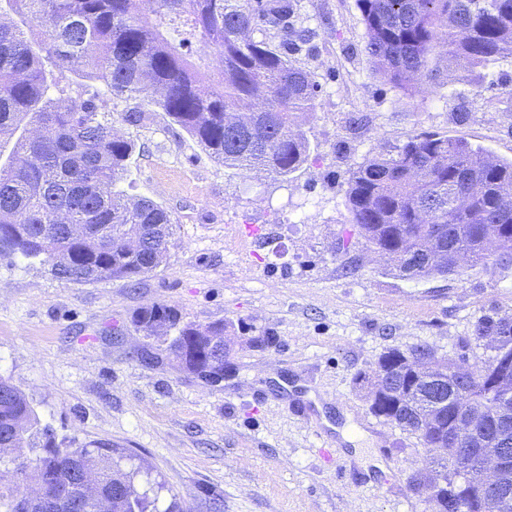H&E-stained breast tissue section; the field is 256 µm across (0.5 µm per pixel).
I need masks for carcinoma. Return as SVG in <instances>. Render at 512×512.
<instances>
[{
    "instance_id": "1",
    "label": "carcinoma",
    "mask_w": 512,
    "mask_h": 512,
    "mask_svg": "<svg viewBox=\"0 0 512 512\" xmlns=\"http://www.w3.org/2000/svg\"><path fill=\"white\" fill-rule=\"evenodd\" d=\"M21 23L0 18V135L24 134L13 157L0 166V255L37 259L56 278L87 284L105 277L134 280L163 264L174 245L175 224L157 203L116 189L136 144L115 132L112 113L88 98L54 96L53 70H83L114 99L144 94L227 168L264 172L284 180L308 161L311 146L299 118L315 108L319 84L288 57L289 46L313 32L289 28L291 0H12ZM365 52L374 74L403 89L429 90L435 67L450 60L471 68L512 57V0H356ZM280 34L275 46L269 31ZM216 52L211 72L191 56L192 43ZM138 107L120 113L128 128L142 125ZM346 196L352 223L368 249L389 255L408 280L463 274L451 254L470 265L491 252L512 258V160L466 140L416 133L402 144L351 169ZM88 224L90 234L71 237L58 216ZM445 227L442 250L430 246V225ZM137 236L140 248L122 245ZM147 338L174 332L170 354L179 369L216 382L208 337L224 324L183 322L173 309L153 304L135 319ZM476 332H497L512 346V319L481 317ZM406 352L390 349L377 364L398 363L412 373ZM493 358L454 364L461 376L416 373L409 388L376 392L367 381L369 410L402 430L418 433L417 420L444 454L416 471L436 489L427 512H482L477 485L481 466L464 484L454 472L456 452L447 427L458 416L493 424L512 404V379H493ZM434 377L446 378L440 401H431ZM0 448L25 459V482L40 480L56 491L79 493L85 468L99 471L102 495L119 490L118 512H189L176 498L159 510L156 487L138 492V471L121 468L113 449L74 447L41 424L24 392L0 377ZM39 450L36 458L27 452ZM20 492L0 487V509L18 512Z\"/></svg>"
}]
</instances>
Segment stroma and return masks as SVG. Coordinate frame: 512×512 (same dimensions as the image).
<instances>
[{
  "mask_svg": "<svg viewBox=\"0 0 512 512\" xmlns=\"http://www.w3.org/2000/svg\"><path fill=\"white\" fill-rule=\"evenodd\" d=\"M313 31L292 61L320 85L304 128L311 155L283 180L225 168L171 118L145 109L118 190L164 207L176 243L137 284L86 285L0 256V376L41 422L79 444L101 442L162 482L161 504L190 512H426L410 477L421 439L372 414L360 374L391 348L427 343L474 364L494 351L481 316L512 318V263L407 280L365 249L351 222L347 171L414 133L512 158V58L472 70L452 62L429 91L374 77L356 0H296ZM363 117L361 128L349 119ZM315 204L307 223L288 212ZM259 228V237L234 234ZM163 304L183 321L223 323L235 369L219 383L181 371L133 316ZM272 336L268 348L251 338ZM315 411L303 420L299 405ZM335 441L331 457L323 442Z\"/></svg>",
  "mask_w": 512,
  "mask_h": 512,
  "instance_id": "1",
  "label": "stroma"
}]
</instances>
